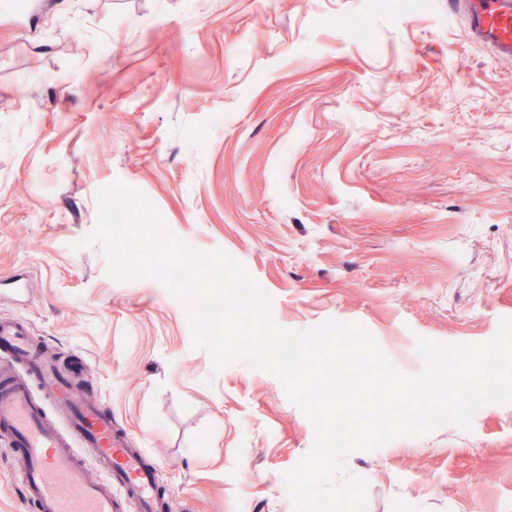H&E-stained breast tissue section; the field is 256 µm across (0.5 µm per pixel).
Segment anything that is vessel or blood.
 Returning <instances> with one entry per match:
<instances>
[{
  "instance_id": "1",
  "label": "vessel or blood",
  "mask_w": 512,
  "mask_h": 512,
  "mask_svg": "<svg viewBox=\"0 0 512 512\" xmlns=\"http://www.w3.org/2000/svg\"><path fill=\"white\" fill-rule=\"evenodd\" d=\"M464 8L472 35L512 57V0H464ZM0 440L23 460L24 496L36 512H121L123 499L137 512H169L155 467L107 407L59 372L25 323L1 316ZM92 465L102 479L90 476Z\"/></svg>"
}]
</instances>
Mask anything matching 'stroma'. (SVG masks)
Returning <instances> with one entry per match:
<instances>
[{
  "label": "stroma",
  "mask_w": 512,
  "mask_h": 512,
  "mask_svg": "<svg viewBox=\"0 0 512 512\" xmlns=\"http://www.w3.org/2000/svg\"><path fill=\"white\" fill-rule=\"evenodd\" d=\"M0 9V279L141 448L172 512H296L317 429L279 379L193 346L160 281L121 282L97 192L139 189L242 262L282 328L356 323L398 372L418 342L512 318V59L433 0H10ZM373 34L349 33L344 20ZM368 512H512V402L343 456ZM0 441V512H24Z\"/></svg>",
  "instance_id": "stroma-1"
}]
</instances>
